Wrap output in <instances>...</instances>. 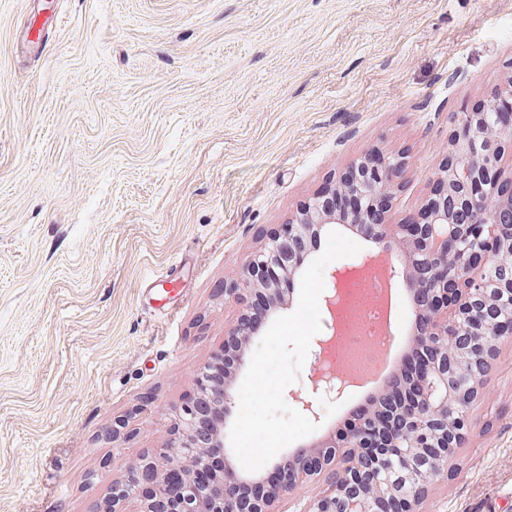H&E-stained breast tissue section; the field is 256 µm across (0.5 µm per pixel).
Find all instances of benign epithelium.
<instances>
[{"label":"benign epithelium","instance_id":"7a95c632","mask_svg":"<svg viewBox=\"0 0 512 512\" xmlns=\"http://www.w3.org/2000/svg\"><path fill=\"white\" fill-rule=\"evenodd\" d=\"M491 111L493 107L483 106L464 115L428 199L415 216L402 224L385 221L370 227L377 243L397 239L410 252L405 283L423 303L413 345L417 351H434L422 371L409 378L401 424L382 443L384 448H401L398 465L371 467L364 452L375 443V408L370 406L360 409L349 431L322 438L315 444L317 450L309 453L310 460L292 468L285 482L271 484L261 498L247 504L231 494L230 487L244 478L232 466L203 490L191 472L200 469L208 450L233 454L224 430L232 421L234 390L231 380L218 389H206L199 378L198 401L175 412L174 436L159 452L141 456L126 481L112 484V508L105 512H123L122 504L130 498L140 501V512H272L275 501L298 482L320 475L323 489L308 512H371L378 492L395 497L399 512H413V498L424 490L437 462L448 459V443L464 437V410L473 393L460 390L458 380L483 372L497 343L512 337V322L498 317L503 301L512 300V240L501 241L494 231L501 211L512 209V173L504 170L506 160L512 159V121L492 122ZM401 166L398 160L379 156L372 173L356 180L344 174L328 183L247 258L240 280L224 286V295L235 296L245 306L224 342L226 354L229 341L236 343L235 375L247 369L257 334L246 321L255 298L263 297L270 317H276L286 294L294 292L311 242L326 225L349 223L326 208L323 199L343 190L363 201V213L371 215L379 203L392 201ZM466 240L469 244L459 247ZM474 306L482 315L477 324L463 319ZM345 388V380L329 374L292 401L316 420L321 402L338 397ZM207 405L221 413L204 434L201 412ZM451 405L462 410L452 420Z\"/></svg>","mask_w":512,"mask_h":512}]
</instances>
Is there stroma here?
I'll use <instances>...</instances> for the list:
<instances>
[{"label":"stroma","instance_id":"1","mask_svg":"<svg viewBox=\"0 0 512 512\" xmlns=\"http://www.w3.org/2000/svg\"><path fill=\"white\" fill-rule=\"evenodd\" d=\"M511 81L512 0H0V512H97L265 236L374 151L410 218ZM413 510L512 512V338Z\"/></svg>","mask_w":512,"mask_h":512}]
</instances>
